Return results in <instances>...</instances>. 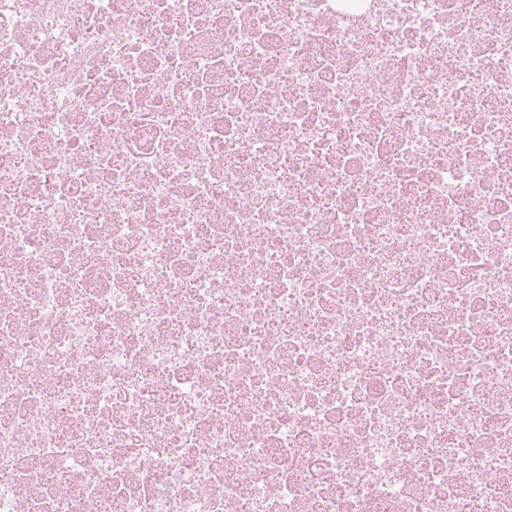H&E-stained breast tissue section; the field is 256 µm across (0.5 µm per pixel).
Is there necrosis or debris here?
<instances>
[{"label": "necrosis or debris", "mask_w": 512, "mask_h": 512, "mask_svg": "<svg viewBox=\"0 0 512 512\" xmlns=\"http://www.w3.org/2000/svg\"><path fill=\"white\" fill-rule=\"evenodd\" d=\"M0 512H512V0H0Z\"/></svg>", "instance_id": "necrosis-or-debris-1"}]
</instances>
